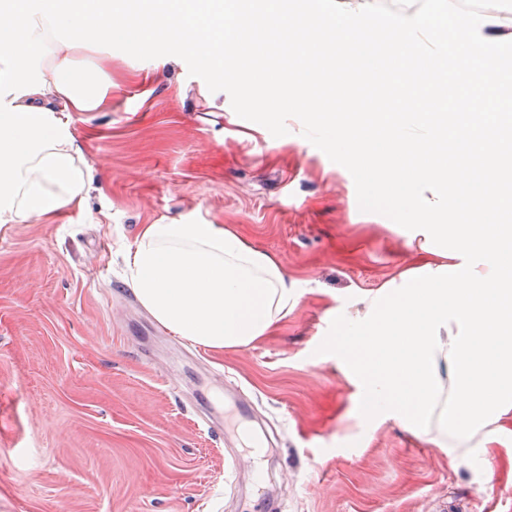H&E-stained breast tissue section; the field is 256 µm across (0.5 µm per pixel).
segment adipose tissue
<instances>
[{"label": "adipose tissue", "instance_id": "ef3b65f1", "mask_svg": "<svg viewBox=\"0 0 512 512\" xmlns=\"http://www.w3.org/2000/svg\"><path fill=\"white\" fill-rule=\"evenodd\" d=\"M282 0H10L0 8V227L82 208L95 181L74 130L78 112L112 109L107 58L80 51L115 33L166 42L171 61L191 52L213 63L262 57L283 32L296 55L324 53L323 30L377 40L385 72L404 77L421 62L431 89L404 85L400 109L385 113L386 144L367 149L363 128L326 111L314 78L257 77L273 111L304 112L324 145L381 189L407 242L425 258L374 292L342 321L336 356L366 415L394 419L470 467L482 466L512 420V225L452 222L448 185L459 166L434 153L447 135L467 142L489 181L512 173V96L492 108L512 32L501 15L458 10L449 21L420 7L381 14L372 0H330L319 31ZM415 158L412 169L400 163ZM141 305L168 331L220 355L268 335L298 303L281 263L221 224L170 219L142 225L123 254Z\"/></svg>", "mask_w": 512, "mask_h": 512}]
</instances>
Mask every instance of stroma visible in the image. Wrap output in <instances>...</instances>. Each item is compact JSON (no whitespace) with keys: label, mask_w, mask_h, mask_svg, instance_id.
I'll return each instance as SVG.
<instances>
[{"label":"stroma","mask_w":512,"mask_h":512,"mask_svg":"<svg viewBox=\"0 0 512 512\" xmlns=\"http://www.w3.org/2000/svg\"><path fill=\"white\" fill-rule=\"evenodd\" d=\"M112 109L75 130L99 182L82 212L0 230V512H236L261 490L285 512H512V424L486 469L398 422L371 425L336 362L358 292L415 262L381 192L309 132L268 122L250 81L164 43L114 36ZM220 90L223 111L208 104ZM223 224L276 256L299 296L268 336L216 356L162 329L126 285L142 225ZM187 366L178 393L161 380ZM227 380L272 441L263 473L224 483V439L196 393Z\"/></svg>","instance_id":"1"}]
</instances>
